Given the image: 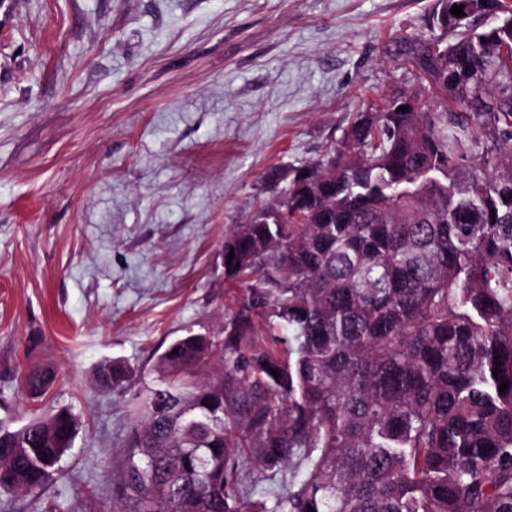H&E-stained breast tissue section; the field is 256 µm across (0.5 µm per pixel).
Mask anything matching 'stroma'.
Returning a JSON list of instances; mask_svg holds the SVG:
<instances>
[{"label":"stroma","instance_id":"obj_1","mask_svg":"<svg viewBox=\"0 0 512 512\" xmlns=\"http://www.w3.org/2000/svg\"><path fill=\"white\" fill-rule=\"evenodd\" d=\"M436 0H0V426L71 408L37 494L0 512H110L158 356L224 324V234L276 167L322 159L414 87L400 46ZM120 360L136 382L104 391ZM52 365L34 398L25 372ZM133 369L119 363L106 361L97 369V382L104 390L125 389L131 382Z\"/></svg>","mask_w":512,"mask_h":512}]
</instances>
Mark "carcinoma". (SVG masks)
Returning <instances> with one entry per match:
<instances>
[{
    "mask_svg": "<svg viewBox=\"0 0 512 512\" xmlns=\"http://www.w3.org/2000/svg\"><path fill=\"white\" fill-rule=\"evenodd\" d=\"M459 2L404 43L406 110L358 113L304 178L274 170L288 207L225 233L241 293L158 356L112 512H512V5L469 0L460 26ZM77 426L0 430V494L41 492Z\"/></svg>",
    "mask_w": 512,
    "mask_h": 512,
    "instance_id": "cac0c4a2",
    "label": "carcinoma"
}]
</instances>
